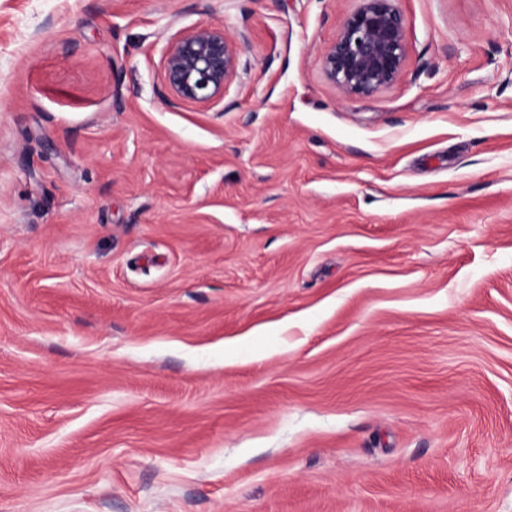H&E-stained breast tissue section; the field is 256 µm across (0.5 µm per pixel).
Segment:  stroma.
<instances>
[{
  "label": "stroma",
  "instance_id": "obj_1",
  "mask_svg": "<svg viewBox=\"0 0 512 512\" xmlns=\"http://www.w3.org/2000/svg\"><path fill=\"white\" fill-rule=\"evenodd\" d=\"M356 5L0 0V512H512V0ZM400 0H357L320 64L345 96H371L396 82L407 62L406 20ZM238 64L239 47L223 24L183 32L172 39L164 54V98L171 106L220 102Z\"/></svg>",
  "mask_w": 512,
  "mask_h": 512
}]
</instances>
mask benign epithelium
I'll return each mask as SVG.
<instances>
[{
    "label": "benign epithelium",
    "mask_w": 512,
    "mask_h": 512,
    "mask_svg": "<svg viewBox=\"0 0 512 512\" xmlns=\"http://www.w3.org/2000/svg\"><path fill=\"white\" fill-rule=\"evenodd\" d=\"M407 62L406 20L399 0H357L320 64L345 96H371L392 85ZM239 47L220 23L183 32L163 59L164 98L171 106H209L224 99L237 74Z\"/></svg>",
    "instance_id": "7a95c632"
}]
</instances>
